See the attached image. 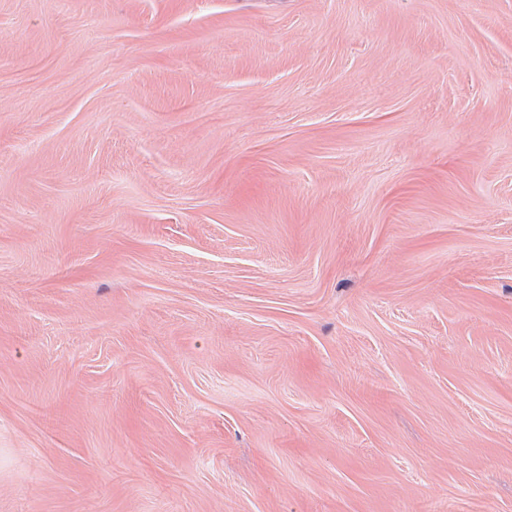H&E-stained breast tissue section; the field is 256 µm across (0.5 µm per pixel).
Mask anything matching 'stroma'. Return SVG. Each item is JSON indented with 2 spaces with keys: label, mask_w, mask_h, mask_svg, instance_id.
I'll list each match as a JSON object with an SVG mask.
<instances>
[{
  "label": "stroma",
  "mask_w": 512,
  "mask_h": 512,
  "mask_svg": "<svg viewBox=\"0 0 512 512\" xmlns=\"http://www.w3.org/2000/svg\"><path fill=\"white\" fill-rule=\"evenodd\" d=\"M0 512H512V0H0Z\"/></svg>",
  "instance_id": "1"
}]
</instances>
